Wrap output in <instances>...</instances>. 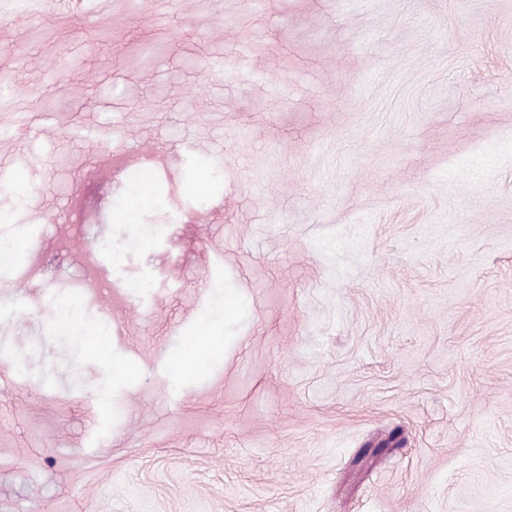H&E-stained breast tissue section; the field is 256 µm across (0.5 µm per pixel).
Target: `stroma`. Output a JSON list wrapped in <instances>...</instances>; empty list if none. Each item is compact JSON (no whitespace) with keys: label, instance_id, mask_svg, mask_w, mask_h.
Returning a JSON list of instances; mask_svg holds the SVG:
<instances>
[{"label":"stroma","instance_id":"stroma-1","mask_svg":"<svg viewBox=\"0 0 512 512\" xmlns=\"http://www.w3.org/2000/svg\"><path fill=\"white\" fill-rule=\"evenodd\" d=\"M334 3L0 21L43 114L0 140L40 261L0 303V512H512V0ZM147 162L170 195L143 251L114 202ZM216 248L231 346L175 381ZM66 301L78 329L41 321Z\"/></svg>","mask_w":512,"mask_h":512}]
</instances>
